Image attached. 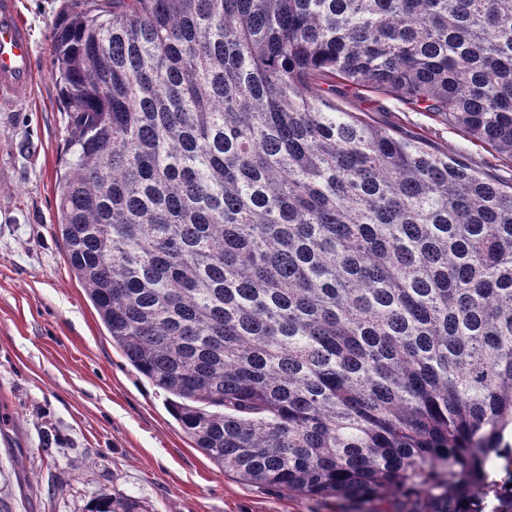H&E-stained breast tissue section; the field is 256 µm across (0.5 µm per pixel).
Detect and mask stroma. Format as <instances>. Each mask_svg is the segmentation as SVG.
<instances>
[{
  "label": "stroma",
  "instance_id": "35a3bbf8",
  "mask_svg": "<svg viewBox=\"0 0 512 512\" xmlns=\"http://www.w3.org/2000/svg\"><path fill=\"white\" fill-rule=\"evenodd\" d=\"M71 0H17L34 48L27 102L0 110V505L9 512H86L100 491L149 512H393L249 483L195 448L166 395L112 344L72 274L57 234L55 186L68 156V116L52 73V22ZM377 95L346 111L424 134L429 118Z\"/></svg>",
  "mask_w": 512,
  "mask_h": 512
}]
</instances>
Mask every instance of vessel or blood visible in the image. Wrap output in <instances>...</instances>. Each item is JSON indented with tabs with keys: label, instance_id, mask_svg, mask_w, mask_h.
Wrapping results in <instances>:
<instances>
[{
	"label": "vessel or blood",
	"instance_id": "b4317fda",
	"mask_svg": "<svg viewBox=\"0 0 512 512\" xmlns=\"http://www.w3.org/2000/svg\"><path fill=\"white\" fill-rule=\"evenodd\" d=\"M33 79V50L16 0H0V106L25 102Z\"/></svg>",
	"mask_w": 512,
	"mask_h": 512
}]
</instances>
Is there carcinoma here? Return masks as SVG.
<instances>
[{
    "instance_id": "carcinoma-1",
    "label": "carcinoma",
    "mask_w": 512,
    "mask_h": 512,
    "mask_svg": "<svg viewBox=\"0 0 512 512\" xmlns=\"http://www.w3.org/2000/svg\"><path fill=\"white\" fill-rule=\"evenodd\" d=\"M53 23L69 267L242 480L512 512V0H84ZM87 512H149L103 491ZM376 99H383V97L374 92L362 91L359 95H349L338 101L343 109L348 112L366 113L378 124H386L387 122L400 123L406 128V132L411 134H426L428 128L435 126L432 120L419 113L400 112L401 104L391 98L384 100L387 106L386 110L377 111L372 108V101ZM439 150L448 152L449 156L457 157L465 155L471 157L475 161H479L483 156H488V152L472 145L461 133L452 129L440 131L437 138H432Z\"/></svg>"
}]
</instances>
